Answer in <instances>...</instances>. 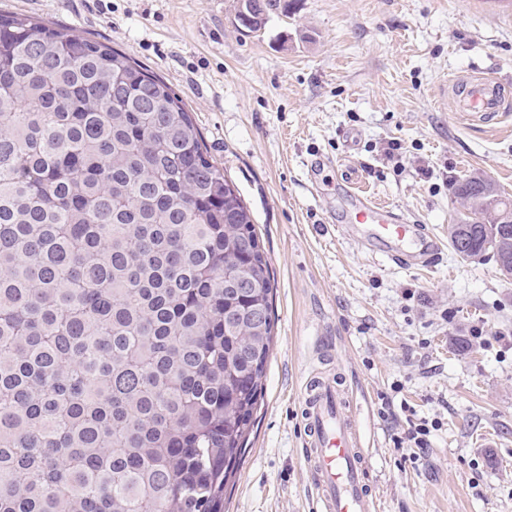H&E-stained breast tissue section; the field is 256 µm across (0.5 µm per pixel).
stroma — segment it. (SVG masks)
<instances>
[{
	"label": "stroma",
	"mask_w": 512,
	"mask_h": 512,
	"mask_svg": "<svg viewBox=\"0 0 512 512\" xmlns=\"http://www.w3.org/2000/svg\"><path fill=\"white\" fill-rule=\"evenodd\" d=\"M235 5L0 0L160 76L252 215L275 339L224 512H316L301 394L322 347L353 393L380 512H512V279L446 244L455 180L480 172L512 197V111L490 125L454 111L452 91L474 75L512 86V0H298L255 32ZM350 186L443 240L440 259L401 267L338 235ZM413 415L433 424L421 455L392 442Z\"/></svg>",
	"instance_id": "stroma-1"
}]
</instances>
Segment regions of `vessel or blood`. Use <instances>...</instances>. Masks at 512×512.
I'll return each instance as SVG.
<instances>
[{
	"instance_id": "b4317fda",
	"label": "vessel or blood",
	"mask_w": 512,
	"mask_h": 512,
	"mask_svg": "<svg viewBox=\"0 0 512 512\" xmlns=\"http://www.w3.org/2000/svg\"><path fill=\"white\" fill-rule=\"evenodd\" d=\"M457 111L495 120L505 105V91L496 80L467 77L454 82ZM353 219L370 242L384 247L404 266L427 264L438 254L437 238H422L420 227L363 191L354 192ZM349 388L328 373L303 388V421L309 436L307 461L322 512H374L376 501L366 484V450L347 417Z\"/></svg>"
}]
</instances>
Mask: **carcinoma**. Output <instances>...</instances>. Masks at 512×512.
Here are the masks:
<instances>
[{
  "mask_svg": "<svg viewBox=\"0 0 512 512\" xmlns=\"http://www.w3.org/2000/svg\"><path fill=\"white\" fill-rule=\"evenodd\" d=\"M294 0H238L257 30ZM499 263L512 199L454 185ZM275 279L182 99L127 53L0 14V512H223Z\"/></svg>",
  "mask_w": 512,
  "mask_h": 512,
  "instance_id": "carcinoma-1",
  "label": "carcinoma"
}]
</instances>
